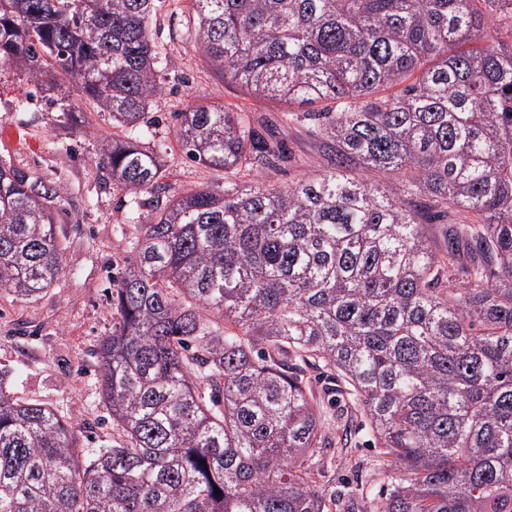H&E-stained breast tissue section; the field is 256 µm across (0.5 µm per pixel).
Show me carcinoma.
<instances>
[{"label": "carcinoma", "mask_w": 512, "mask_h": 512, "mask_svg": "<svg viewBox=\"0 0 512 512\" xmlns=\"http://www.w3.org/2000/svg\"><path fill=\"white\" fill-rule=\"evenodd\" d=\"M157 2L0 0V58L43 92L54 62L127 127L100 163L151 208L95 350L117 438L84 452L0 372V512H362L312 484L351 439L349 402L397 471L372 512H512V41L481 46L512 0H191L208 62L285 121L304 113L321 162L244 184L283 144L190 105L182 150L224 190L173 196L137 132L163 89ZM60 198L0 161V292L61 277ZM309 365L346 388L326 389L339 437Z\"/></svg>", "instance_id": "1"}]
</instances>
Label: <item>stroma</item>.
I'll list each match as a JSON object with an SVG mask.
<instances>
[{
	"mask_svg": "<svg viewBox=\"0 0 512 512\" xmlns=\"http://www.w3.org/2000/svg\"><path fill=\"white\" fill-rule=\"evenodd\" d=\"M151 30L164 82L150 107L152 120L142 126L143 140L160 156L170 194L224 186L223 171L188 160L176 136L175 113L197 102L244 113L252 126L267 128L284 142L289 162L259 171L256 180L283 186L317 170L320 157L305 122H284L277 105L246 94L212 70L198 48L189 0H161ZM53 95L71 106L72 119L37 96L27 73L0 61V160L64 188L54 208L55 222L64 230L63 273L37 299L0 296V369L7 373V391L53 406L78 423L80 441L91 450L111 443L113 436L94 356L115 321L112 263L130 254L132 216L147 217L149 210L103 183L97 161L113 134L110 117L65 76H57ZM330 454L331 462L314 479L318 489L353 487L365 501L381 498L380 458L364 420L355 423L350 444Z\"/></svg>",
	"mask_w": 512,
	"mask_h": 512,
	"instance_id": "stroma-1",
	"label": "stroma"
}]
</instances>
